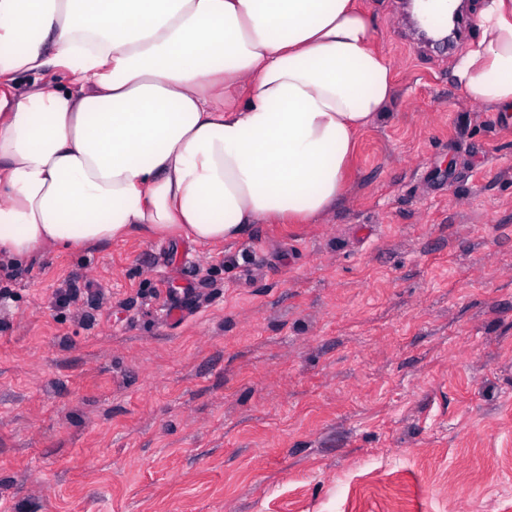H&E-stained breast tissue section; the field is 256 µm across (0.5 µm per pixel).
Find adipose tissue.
<instances>
[{
	"label": "adipose tissue",
	"mask_w": 512,
	"mask_h": 512,
	"mask_svg": "<svg viewBox=\"0 0 512 512\" xmlns=\"http://www.w3.org/2000/svg\"><path fill=\"white\" fill-rule=\"evenodd\" d=\"M478 16L454 75L512 110V0ZM393 90L355 0H0V258L313 222ZM34 81L40 85L50 84L57 87L68 85V78L66 73L57 68H47L41 74L36 76H19L16 84L18 91H24Z\"/></svg>",
	"instance_id": "ef3b65f1"
}]
</instances>
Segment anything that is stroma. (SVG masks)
<instances>
[{
    "instance_id": "35a3bbf8",
    "label": "stroma",
    "mask_w": 512,
    "mask_h": 512,
    "mask_svg": "<svg viewBox=\"0 0 512 512\" xmlns=\"http://www.w3.org/2000/svg\"><path fill=\"white\" fill-rule=\"evenodd\" d=\"M359 4L395 90L316 223L0 258V512H512V112Z\"/></svg>"
}]
</instances>
